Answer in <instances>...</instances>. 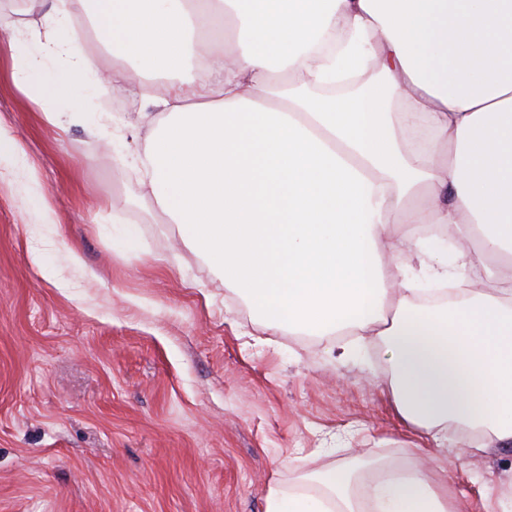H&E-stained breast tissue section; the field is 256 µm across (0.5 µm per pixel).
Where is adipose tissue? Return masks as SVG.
I'll return each instance as SVG.
<instances>
[{"label": "adipose tissue", "mask_w": 512, "mask_h": 512, "mask_svg": "<svg viewBox=\"0 0 512 512\" xmlns=\"http://www.w3.org/2000/svg\"><path fill=\"white\" fill-rule=\"evenodd\" d=\"M41 23L0 15L26 44L13 74L66 129L90 80L159 73L138 195L179 225L273 327L369 336L379 385L410 435L472 432L512 447V0H48ZM114 64L96 70L77 21ZM66 62L47 81L49 57ZM370 76L348 96L320 87ZM447 229L453 268L415 304L420 232ZM265 512H462L449 480L360 457L272 482Z\"/></svg>", "instance_id": "ef3b65f1"}]
</instances>
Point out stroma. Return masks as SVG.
I'll return each mask as SVG.
<instances>
[{
  "label": "stroma",
  "instance_id": "1",
  "mask_svg": "<svg viewBox=\"0 0 512 512\" xmlns=\"http://www.w3.org/2000/svg\"><path fill=\"white\" fill-rule=\"evenodd\" d=\"M18 50L0 42V129L28 163L0 164V512H264L272 480L356 453L451 478L464 512H512V447L407 448L373 384L388 369L379 344L266 329L138 199L130 158L160 75L97 89L106 150L91 125L43 120L68 105L26 96Z\"/></svg>",
  "mask_w": 512,
  "mask_h": 512
}]
</instances>
